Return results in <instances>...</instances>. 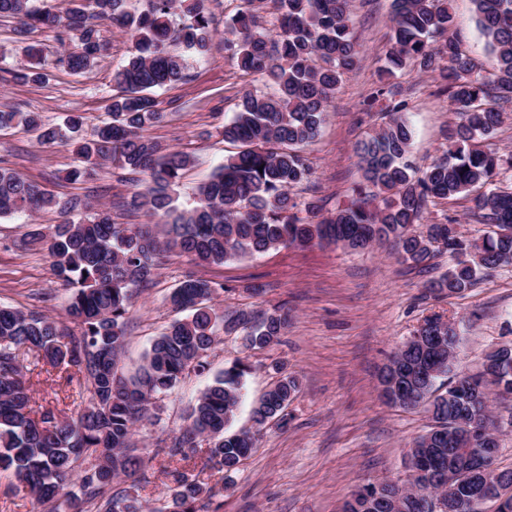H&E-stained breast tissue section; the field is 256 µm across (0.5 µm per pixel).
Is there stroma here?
I'll return each mask as SVG.
<instances>
[{
  "mask_svg": "<svg viewBox=\"0 0 512 512\" xmlns=\"http://www.w3.org/2000/svg\"><path fill=\"white\" fill-rule=\"evenodd\" d=\"M240 4L241 0H206L217 29L206 54L190 59L185 81L152 92L166 118L151 128V136L167 150L192 158L175 188L182 207L194 205L199 186L234 152L221 131L242 97L272 89L267 76L241 74L224 45V20ZM452 8L453 30L462 48L478 63H486L471 0H452ZM351 11L360 36L359 62L330 103L319 136L304 149L314 171L311 182L292 190L298 201H315L326 211L352 199L360 180L355 145L385 122L383 114L368 109L366 102L382 80L391 0H352ZM14 28V22L0 21V110L36 112L47 124L80 113L85 135H92L108 118L107 106L115 92L112 69L132 50L128 34L100 23L106 52L92 71L71 75L55 64L56 31L34 33L44 50L47 73L45 82L35 84L14 76L25 63ZM393 83L409 102L413 158L418 165H428L445 149L447 132L456 120L448 97L440 93L435 76L415 66L397 74ZM73 165L68 146L40 144L36 133L21 125L0 131V166L39 183L59 206L78 198L112 206L117 222L149 223L145 213L117 207L135 189L132 173L109 165L92 177L66 180ZM59 206L31 216L0 217V302L42 311L68 327V292L46 252L30 237L31 231H48L63 220ZM470 207L465 196L443 200L430 206L425 221L454 219L463 236L478 240L488 227L471 218ZM450 264L442 253L429 268L414 269L378 244L363 251L339 246L280 248L197 267L183 256L165 258L129 314L121 358L125 374L137 371L154 338L178 319L166 298L190 271L218 286L213 299L218 310L262 312L280 307L288 312L289 323L280 343L263 350L247 349L241 337L221 336L205 373L186 374L171 393L157 399V419L143 421L133 438L146 462L147 479L139 483V495L152 500L167 493L173 484L171 471L184 469L185 464L160 454L158 440L183 426L200 391L239 359L249 370L234 428L251 427L253 404L281 376L296 377L299 388L286 421L269 423L260 432L231 487H224L221 474L204 472L208 485L224 490L218 498L219 512H343L360 485L405 482L408 448L432 421L424 409L408 410L382 398L377 382L382 365L435 315L452 318L458 325L460 372L479 373L487 352L512 346V264L479 279L464 294L429 293L427 281L442 275ZM30 386L34 406L58 405L72 411L82 406L78 385L58 386L48 373L31 374Z\"/></svg>",
  "mask_w": 512,
  "mask_h": 512,
  "instance_id": "35a3bbf8",
  "label": "stroma"
}]
</instances>
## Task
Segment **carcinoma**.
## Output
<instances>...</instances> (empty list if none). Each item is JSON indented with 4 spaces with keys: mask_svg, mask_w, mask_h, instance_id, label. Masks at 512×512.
Segmentation results:
<instances>
[{
    "mask_svg": "<svg viewBox=\"0 0 512 512\" xmlns=\"http://www.w3.org/2000/svg\"><path fill=\"white\" fill-rule=\"evenodd\" d=\"M242 2L224 23V44L239 71L267 75L273 91L245 95L222 130L236 151L199 186L196 204L182 208L174 186L191 158L166 151L148 136L164 117L150 92L184 80L185 52L205 53L212 32L205 0H149L139 14L127 12L124 0H69L62 15L36 8L31 0H0V18L17 21L19 33L54 28L61 43L73 42L58 64L75 75L91 71L106 51L95 21H109L130 35L133 50L112 73L120 93L93 138L84 137L83 117L76 114L61 125H46L35 112L0 111V130L22 124L37 131L45 145L70 147L77 165L68 179L93 175L108 163L144 175L143 189L128 206L155 219L119 224L111 208L95 205L91 214L67 218L41 236L54 274L70 290L66 311L78 331L45 313L0 304V476L11 477L14 490L28 492L48 512H219L213 489L184 472L173 475L172 493L156 503L114 489V480L142 471L132 436L137 424L150 418L158 395L173 389L186 371L205 372L208 353L224 334L243 333L254 350L278 343L288 312L226 316L211 305L217 292L211 282L188 275L168 301L190 316L161 333L136 373L127 376L121 367L127 315L168 254L221 265L279 248L321 246L327 238L351 250L386 241L411 267L449 254L453 265L428 288L450 295L465 293L480 277L512 263V189L496 185L502 171L512 168V158L490 143L512 114V0H472L486 68L452 32L450 0H392L383 72L393 75L412 65L439 74L456 115L448 149L429 165L414 166L408 102L379 86L369 103L381 105L388 122L357 147L356 200L328 216L315 202H298L291 188L309 179L303 149L319 134L330 101L357 62L350 0H277L281 32L276 36L261 27L255 0ZM174 44L182 51H174ZM25 54L27 67L19 77L43 82L40 46L29 43ZM470 194L473 215L490 226L482 245L464 238L454 219L423 223L429 204ZM58 206L72 213L79 204L61 206L39 184L0 168V217ZM301 210L307 217L298 216ZM459 341L453 335L438 350L411 339L398 352V386L414 395V407H427L432 419L414 441L420 461L413 462L415 454L408 450L406 482L368 483L376 495L346 501L344 512H390L392 498L400 500V512H423V492L444 477L462 489H476L467 463L469 441L458 431L464 424L481 427L491 402L512 399L470 384L489 376L512 394V349L489 352L481 375L470 376L454 372ZM41 361L66 384L76 381L86 389L84 407L71 414L55 406L33 413L26 375ZM247 370L237 362L216 376L200 392L185 425L160 440L162 452L186 462L201 454L203 467L224 473L230 484L267 420L284 418L298 390L296 378L282 377L253 408L254 430L232 432ZM449 374L448 389L439 391L437 381Z\"/></svg>",
    "mask_w": 512,
    "mask_h": 512,
    "instance_id": "obj_1",
    "label": "carcinoma"
}]
</instances>
